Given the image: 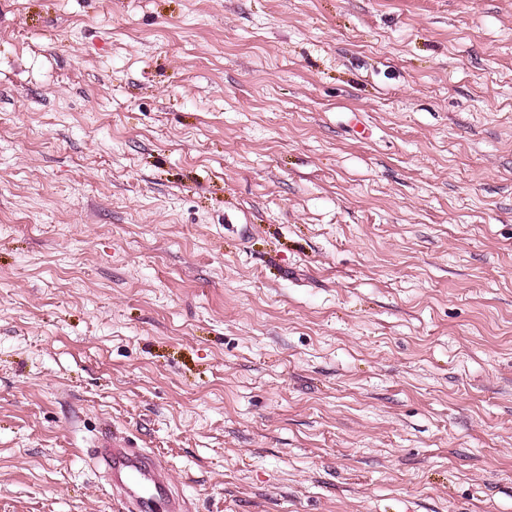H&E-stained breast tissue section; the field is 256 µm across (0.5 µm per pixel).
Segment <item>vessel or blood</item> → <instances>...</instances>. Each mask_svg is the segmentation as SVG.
Returning <instances> with one entry per match:
<instances>
[{"instance_id":"obj_1","label":"vessel or blood","mask_w":512,"mask_h":512,"mask_svg":"<svg viewBox=\"0 0 512 512\" xmlns=\"http://www.w3.org/2000/svg\"><path fill=\"white\" fill-rule=\"evenodd\" d=\"M91 460L109 474L110 495L121 512H185L186 502L175 492L170 473L152 454L107 434Z\"/></svg>"}]
</instances>
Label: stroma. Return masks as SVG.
Listing matches in <instances>:
<instances>
[{
	"label": "stroma",
	"mask_w": 512,
	"mask_h": 512,
	"mask_svg": "<svg viewBox=\"0 0 512 512\" xmlns=\"http://www.w3.org/2000/svg\"><path fill=\"white\" fill-rule=\"evenodd\" d=\"M512 512V0H0V512ZM93 466L110 476L112 500L123 512H186L170 473L150 453L115 435L102 436L91 454Z\"/></svg>",
	"instance_id": "stroma-1"
}]
</instances>
